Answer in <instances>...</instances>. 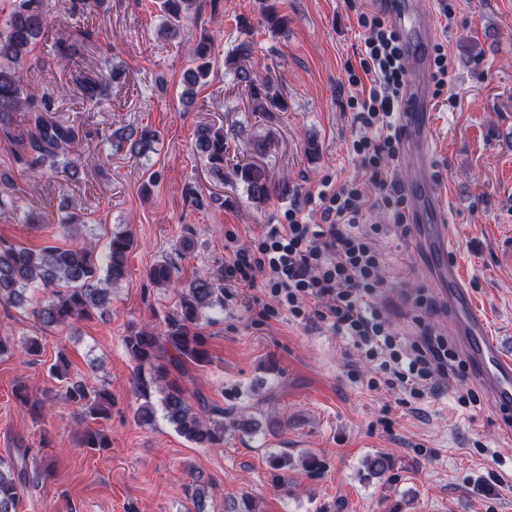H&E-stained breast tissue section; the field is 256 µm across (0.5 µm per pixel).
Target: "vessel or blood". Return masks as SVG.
<instances>
[{
	"mask_svg": "<svg viewBox=\"0 0 512 512\" xmlns=\"http://www.w3.org/2000/svg\"><path fill=\"white\" fill-rule=\"evenodd\" d=\"M388 16L398 30L410 64L406 77V110L402 115L405 153L414 168L410 183L415 223L433 256L432 269L455 313L457 334L464 342L488 395L500 406H512V357L508 356L489 323L476 307L458 263L452 256L450 227L444 218L440 194L431 174L433 143L430 130V83L427 49L437 36L430 18L414 10L412 0H386Z\"/></svg>",
	"mask_w": 512,
	"mask_h": 512,
	"instance_id": "vessel-or-blood-1",
	"label": "vessel or blood"
}]
</instances>
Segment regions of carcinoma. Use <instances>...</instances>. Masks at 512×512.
Listing matches in <instances>:
<instances>
[{"instance_id": "carcinoma-1", "label": "carcinoma", "mask_w": 512, "mask_h": 512, "mask_svg": "<svg viewBox=\"0 0 512 512\" xmlns=\"http://www.w3.org/2000/svg\"><path fill=\"white\" fill-rule=\"evenodd\" d=\"M193 3L194 0H159L167 37L175 38L180 34ZM47 24L41 0H14L6 21L7 30L0 36V129L9 130L17 113L33 111V126L28 131L32 151L30 164L66 170L73 163V153L80 147L78 128L65 125L39 109H32L33 98L24 88V62L33 52L35 40ZM250 52V43L240 42L224 57V67L234 71L238 84L250 94L254 111L267 112L271 107L285 111L286 104L271 80H257L245 66V58ZM192 61L194 67L184 73L181 92L182 99L190 101L211 73L209 38L204 36L197 43ZM74 81L87 103H97L106 88L102 82L88 78L78 70L74 71ZM119 141H129L132 151L146 154L153 150L156 133L144 129L135 139L122 135ZM195 148L206 159L211 172L224 176V128L212 125L198 127ZM232 174L246 185L254 201H264L276 192L288 194L287 181L277 185L272 183L266 170L257 164L238 165ZM57 224L64 237L72 240L81 237L83 225L71 216H61ZM131 246L132 240L128 235L113 234L107 262L101 266L94 261L91 249L85 245H48L34 250L0 241V305L22 307L32 303L33 316L45 327H64L76 319H103L111 302L110 287L126 277L124 260ZM149 277L158 285L174 283L173 268L166 262L154 265ZM32 288H42L47 295L34 303L28 296ZM223 288L222 266L217 267L212 276H196L178 291V311L165 320L160 331L143 327L124 337L125 348L137 364L133 389L143 399L137 410L138 421L143 425L154 423L156 408L151 397L155 390L160 395L164 418L175 431L187 441L205 448L224 442V410L211 406L201 397L190 403L181 378L186 375V364L200 365L210 361L207 337L200 331V321L206 310L220 302L219 294ZM39 349L38 341L33 338L19 344L10 336H0V357L19 351L33 356ZM68 367L69 362L63 355L50 366L52 377L67 381L65 399L78 406L87 421L111 418L112 404L106 391L93 389L82 380H68ZM173 369L178 372L175 379L170 378ZM17 398L32 415L43 417V399L20 390ZM34 456L30 448H16L8 457L0 458V512H16L24 490L39 485L43 476L49 473L50 465L46 463L29 470L30 459ZM288 462V456L283 454H273L268 458L269 466L280 471L279 479L285 485L288 484ZM209 486L210 482L202 476L193 478L190 486L193 512H206Z\"/></svg>"}]
</instances>
